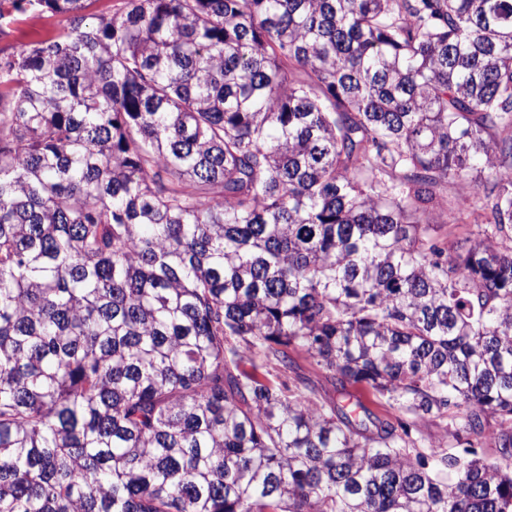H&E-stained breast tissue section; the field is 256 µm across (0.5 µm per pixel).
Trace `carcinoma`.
Masks as SVG:
<instances>
[{"label": "carcinoma", "instance_id": "carcinoma-1", "mask_svg": "<svg viewBox=\"0 0 512 512\" xmlns=\"http://www.w3.org/2000/svg\"><path fill=\"white\" fill-rule=\"evenodd\" d=\"M88 2L0 0L68 20L0 49V512H512V0ZM474 209V201L466 206L457 205L456 216L458 221L456 224H448V239L466 235L474 237L477 234L478 224H481L483 218L478 217L480 211ZM289 353L298 365L299 373L309 378L313 383L316 391V398L319 401H327L330 398L335 397L336 394H334L332 383L327 377V374L316 365L314 360L309 357L308 354L303 351L293 350H289ZM349 392L354 398L360 399L375 415L382 420H390L396 422L401 414L396 410L390 408L384 401L377 400L370 391L361 386L348 387Z\"/></svg>", "mask_w": 512, "mask_h": 512}]
</instances>
